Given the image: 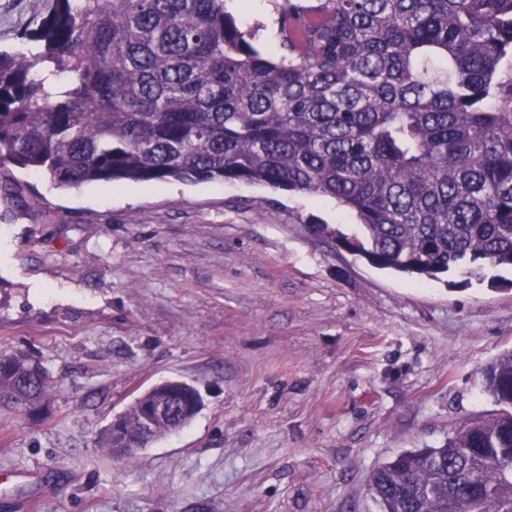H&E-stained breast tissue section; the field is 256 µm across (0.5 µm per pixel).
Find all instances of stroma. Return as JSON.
<instances>
[{
    "instance_id": "obj_1",
    "label": "stroma",
    "mask_w": 512,
    "mask_h": 512,
    "mask_svg": "<svg viewBox=\"0 0 512 512\" xmlns=\"http://www.w3.org/2000/svg\"><path fill=\"white\" fill-rule=\"evenodd\" d=\"M250 2L224 5L277 54V0ZM4 177L0 353L53 387L0 413V512H380L373 470L497 411L482 371L512 350L510 268L379 269L312 234H360L334 200L257 184ZM167 379L199 413L113 458L105 428Z\"/></svg>"
}]
</instances>
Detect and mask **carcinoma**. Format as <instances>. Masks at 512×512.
<instances>
[{
    "mask_svg": "<svg viewBox=\"0 0 512 512\" xmlns=\"http://www.w3.org/2000/svg\"><path fill=\"white\" fill-rule=\"evenodd\" d=\"M276 56L224 0H50L0 51V169L91 182L239 181L336 200L362 235L314 233L408 275L512 267V0H283ZM44 365L0 355V409L48 397ZM155 386L104 447H140ZM497 415L405 451L382 512H512V351L484 371Z\"/></svg>",
    "mask_w": 512,
    "mask_h": 512,
    "instance_id": "cac0c4a2",
    "label": "carcinoma"
}]
</instances>
